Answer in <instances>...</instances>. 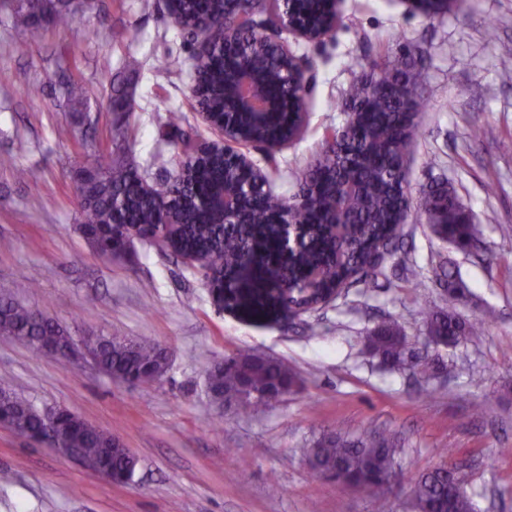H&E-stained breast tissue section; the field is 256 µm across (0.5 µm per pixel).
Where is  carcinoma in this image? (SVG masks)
Returning a JSON list of instances; mask_svg holds the SVG:
<instances>
[{
    "label": "carcinoma",
    "mask_w": 512,
    "mask_h": 512,
    "mask_svg": "<svg viewBox=\"0 0 512 512\" xmlns=\"http://www.w3.org/2000/svg\"><path fill=\"white\" fill-rule=\"evenodd\" d=\"M41 0H27L15 11L14 22L29 26L51 20L68 25L73 14L68 0H57L45 11ZM224 0L186 3L176 24L187 30L202 16L222 18ZM236 64L263 59L272 71L281 68L278 57L258 48L247 33H242L233 50ZM201 96L210 101L215 112L224 111V53L214 50L201 66ZM346 110L358 106L356 126L343 131L339 148L324 143L316 159L299 175V193L308 195L309 205L296 210L302 243L288 258L273 262L260 246L272 240L276 229L261 222L255 224H210L202 211H190L183 234L174 246L180 254L192 250L200 254L204 265L224 272L227 288L237 279L257 278L263 282L255 294L261 307L278 305L290 311L315 308L320 301L340 293L351 279L376 272L378 261L399 236V221L409 214L410 200L399 188L404 164L419 135L415 115L426 105L424 77L417 67L415 52L407 45L386 46L382 61L368 73L358 76L345 94ZM295 128L280 121L254 131L260 139H286ZM141 177L120 159L107 158L94 170L85 172L79 188L83 215L81 230L96 252L110 259H123V241L116 226L137 225L146 233H155L165 223L166 213L153 198L141 193ZM229 186L241 182L239 172L224 169V161L207 158L198 164L191 181H172L155 190L174 202L190 195L202 197L219 182ZM341 210L344 230L333 235L326 222ZM439 215L442 224H430L441 240L464 244L476 238V225L466 222L453 188L437 185L420 201L417 215ZM317 271L316 290H306L308 273ZM460 289H448L443 305L424 310L426 340L432 344L458 345L476 336L482 321L461 316L456 305ZM0 335L14 336L25 342L35 354L53 349L65 353L72 341L68 327L43 313L0 296ZM369 350L389 367L430 370L439 359L414 360L407 336L400 326L388 322L366 336ZM85 349L97 359L102 371L117 381L128 377L149 382L162 377L170 360L163 348L144 340L124 343L121 336H96L84 341ZM294 376L284 363L253 354H238L210 369L207 389L214 402L239 409H257L272 405L291 388ZM55 433L50 444L55 448H78L86 466L106 473L115 483L132 480L137 461L126 448H116V437L67 409L51 412ZM0 417L12 420L20 435L32 438L42 427L46 413L26 400L0 387ZM396 448L386 437L362 434L351 439L339 432H328L306 449V458L318 473L338 483L374 487L382 484L395 465ZM416 512H473L466 491V479L457 470L444 465L422 473L412 488Z\"/></svg>",
    "instance_id": "obj_1"
}]
</instances>
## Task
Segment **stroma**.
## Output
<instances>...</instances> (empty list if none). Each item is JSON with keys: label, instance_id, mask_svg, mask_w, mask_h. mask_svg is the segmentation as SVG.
<instances>
[{"label": "stroma", "instance_id": "35a3bbf8", "mask_svg": "<svg viewBox=\"0 0 512 512\" xmlns=\"http://www.w3.org/2000/svg\"><path fill=\"white\" fill-rule=\"evenodd\" d=\"M338 9L322 41L282 36L308 68L310 94L302 133L274 159L251 153L271 194L297 193L295 169L345 124L343 93L381 44L409 43L428 99L407 159L410 197L448 183L481 243L458 248L409 216L376 274L292 319L218 309L180 256L137 241L111 262L80 231L77 188L100 157L124 158L158 187L185 140L215 137L197 114L190 73L158 71L168 58H191L162 0H88L70 27L26 30L0 6V289L30 279L19 300L73 335L137 337L170 354L160 380L130 386L0 337V385L38 410L66 408L111 431L138 460L133 482L118 485L0 426V512H376V493L309 467L306 448L329 430L400 437L390 512H413L414 479L442 464L461 468L475 512H512V358L502 355L512 348V56L499 49L512 44V0H463L434 20L408 0H340ZM74 79L86 89L79 105L68 97ZM32 84L39 96L27 95ZM450 285L461 290L458 312L482 319L484 331L426 347L422 309L441 304ZM392 320L439 369L395 371L368 351V333ZM241 351L286 363L297 375L288 396L256 413L215 405L206 374ZM487 396L491 408L474 414Z\"/></svg>", "mask_w": 512, "mask_h": 512}]
</instances>
